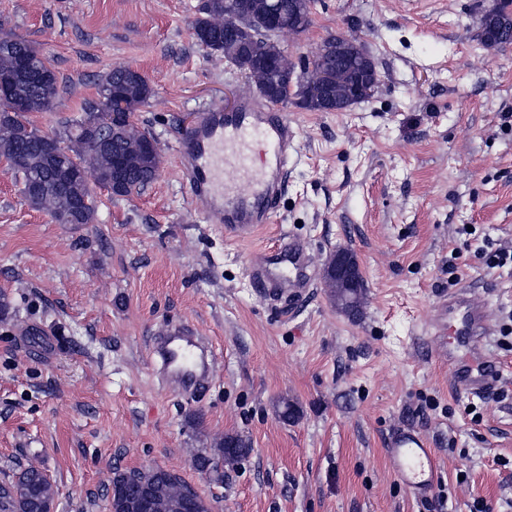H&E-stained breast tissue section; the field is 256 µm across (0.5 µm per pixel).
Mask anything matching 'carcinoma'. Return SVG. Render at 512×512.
Instances as JSON below:
<instances>
[{
  "label": "carcinoma",
  "mask_w": 512,
  "mask_h": 512,
  "mask_svg": "<svg viewBox=\"0 0 512 512\" xmlns=\"http://www.w3.org/2000/svg\"><path fill=\"white\" fill-rule=\"evenodd\" d=\"M279 23L273 36L259 29L258 21L265 13L266 0H201L198 16L193 23L194 36L210 54L220 55L240 71L257 79V93L272 97L280 95L288 86V69L292 67L276 37L299 31L298 15L294 13L295 0H277ZM231 12L248 13L255 24L238 30L229 40H224V20ZM482 36L495 45L512 44V12L509 3L483 17L480 22ZM26 55L33 63L47 62L45 55L34 44L0 29V75L16 70L18 55ZM14 96L23 99L26 107L13 111L0 104V155L14 160L13 171L18 176L22 192L30 206L47 211L60 224H89L95 213L92 186L109 193L112 189V147L117 141L123 151L129 178L123 195L146 187L153 181L151 169L160 164L158 148L144 157L141 143L147 135L140 131H127L122 123L102 126L91 133L83 125L99 117L104 122L110 112L112 100L126 102L134 110L148 103L152 89L145 77L139 76L129 66L115 67L109 71L98 88L97 97L84 103L83 119L64 126L63 133H40L31 125L28 115L48 112L59 96L57 75L39 86L19 78L12 85ZM70 145H63V140ZM83 200L82 210L75 214L70 207L73 198ZM250 452L239 436L228 435L222 439L213 454L199 455L196 467L207 471L208 464L221 459L234 464ZM167 470L150 469L146 482L153 488L152 512H210L204 500L195 502L188 509L174 497L175 488L165 481ZM9 492L0 498V512H51L56 491L41 469L28 466L16 473L7 483ZM134 487L122 475L112 479L109 512H140L134 506Z\"/></svg>",
  "instance_id": "cac0c4a2"
}]
</instances>
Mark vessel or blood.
I'll return each instance as SVG.
<instances>
[{
  "instance_id": "obj_1",
  "label": "vessel or blood",
  "mask_w": 512,
  "mask_h": 512,
  "mask_svg": "<svg viewBox=\"0 0 512 512\" xmlns=\"http://www.w3.org/2000/svg\"><path fill=\"white\" fill-rule=\"evenodd\" d=\"M296 130L286 112L261 100L243 97L236 111L212 107L180 135L177 163L187 181L191 205L211 222L223 225L226 235L244 238L265 223L281 185ZM261 144L273 160L267 170L250 165L254 144ZM250 183L248 193H238L235 180ZM308 260L296 241H288L261 255L252 268L256 287L272 288L270 268L301 271ZM491 328L482 309L466 293L439 302L436 335L455 367L456 388L486 394L497 383V371L487 360L483 345ZM151 360L167 375L186 385L207 380L210 355L204 337L194 327L178 323L162 331L152 343ZM387 456L394 475L417 493L430 490L435 479L433 451L416 429L405 427L388 440Z\"/></svg>"
}]
</instances>
